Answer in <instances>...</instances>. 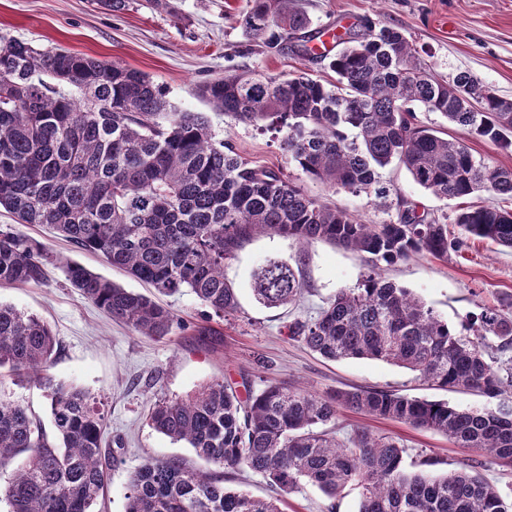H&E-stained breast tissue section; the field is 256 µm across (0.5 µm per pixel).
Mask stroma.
Returning a JSON list of instances; mask_svg holds the SVG:
<instances>
[{"mask_svg": "<svg viewBox=\"0 0 512 512\" xmlns=\"http://www.w3.org/2000/svg\"><path fill=\"white\" fill-rule=\"evenodd\" d=\"M312 28L335 32L346 23L369 18L400 28L421 60L440 79L466 72L497 94L512 100V0H297ZM249 0H132L120 12L99 0H0V34L42 48L59 47L103 61H118L147 74L168 98L186 112L204 113L218 137L257 165L279 168L307 194L367 224L396 218V210L362 192L329 187L302 172L282 148V132L266 124L239 122L213 110L196 93L199 83L225 72L250 69L272 75L304 71L334 82L326 63L298 56L291 49L264 53L250 50L241 23ZM391 194L414 202L439 218L455 215L456 201L443 200L418 186L410 174L392 165L381 172ZM0 229L39 241L51 256L81 264L106 279L145 295L149 286L79 250L58 232L40 224L16 223L0 208ZM297 267L305 291L295 305L268 308L252 291V274L269 258ZM366 271L352 251L315 242L299 247L281 236H259L246 243L225 268L239 309L232 316L206 318L205 307L189 292L161 297L177 323L162 339L143 336L112 321L71 287L63 269L49 265L38 285H0V302L37 315L58 342L48 372L56 380L80 387L101 403L105 422L103 449L110 458L109 477L94 512H126L130 479L144 460L179 458L192 467L202 461L187 444L155 431L147 414L160 399H181L215 379L228 383L274 381L324 395L353 387L393 390L469 409L483 397L445 392L416 380L414 373L370 359L330 361L288 335L297 318L315 315L336 292L356 287ZM385 276L408 288L463 334L473 317L487 308L512 305V252L480 239L462 253L436 259L421 254L387 267ZM0 393L28 405L49 424L45 391L25 380L0 378ZM342 434L363 428L392 435L406 446L405 464L418 469L433 462L434 473L459 468L471 450L447 437L392 420L340 411ZM282 512H357L358 494L330 500L315 486L282 496Z\"/></svg>", "mask_w": 512, "mask_h": 512, "instance_id": "1", "label": "stroma"}]
</instances>
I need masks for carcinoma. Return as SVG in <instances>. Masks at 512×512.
<instances>
[{
    "instance_id": "1",
    "label": "carcinoma",
    "mask_w": 512,
    "mask_h": 512,
    "mask_svg": "<svg viewBox=\"0 0 512 512\" xmlns=\"http://www.w3.org/2000/svg\"><path fill=\"white\" fill-rule=\"evenodd\" d=\"M311 22L294 0H251L243 26L267 51L307 43ZM335 40L336 83L306 72L228 73L198 96L235 119L286 129L284 149L309 177L387 200L380 169L393 163L437 197L482 191L512 198V169L476 160L461 139L417 123L414 106L440 113L469 136L512 149V101L466 72L430 73L404 33L365 20ZM0 207L19 224H47L77 247L150 285L163 296L187 291L222 318L237 312L224 266L258 234L305 245L322 240L364 255L356 288L325 300L288 335L329 360H381L443 391L484 397L482 408L395 391L352 388L316 395L269 383L255 392L213 380L181 399L156 402L154 430L184 441L210 468L153 460L133 473L126 512H281L224 485V469L245 465L277 491L308 483L333 499L360 493L358 512H512L478 468L512 464V318L487 309L461 335L385 268L425 252L448 258L469 238L512 250V210L460 206L453 223L396 197L397 219L366 224L306 194L279 169L253 164L217 138L201 112H183L146 74L62 48L0 35ZM43 245L0 230V284H40ZM71 287L135 332L163 338L176 320L156 300L71 262ZM256 299L296 301L293 268L268 259L253 273ZM57 341L43 320L0 303V370L24 376L50 399L54 437L20 402L0 397V468L23 466L5 488L10 512H91L103 494L105 417L89 392L46 373ZM351 409L430 430L481 456L442 475L409 472L396 436L356 429L337 439L336 418Z\"/></svg>"
}]
</instances>
